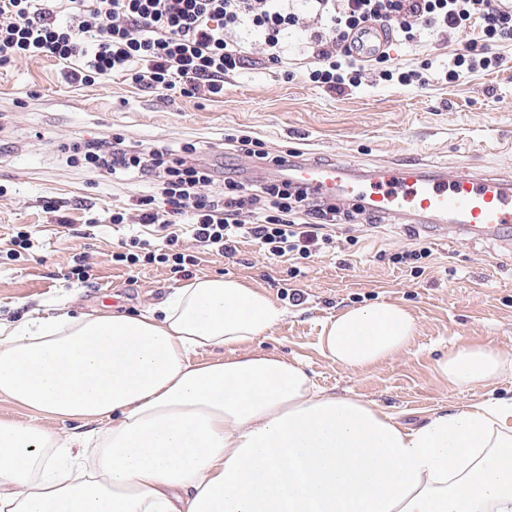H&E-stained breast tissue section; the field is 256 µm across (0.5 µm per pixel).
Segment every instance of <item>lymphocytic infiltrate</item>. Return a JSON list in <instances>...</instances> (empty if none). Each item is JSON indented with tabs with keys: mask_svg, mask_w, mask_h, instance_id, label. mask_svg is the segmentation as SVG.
<instances>
[{
	"mask_svg": "<svg viewBox=\"0 0 512 512\" xmlns=\"http://www.w3.org/2000/svg\"><path fill=\"white\" fill-rule=\"evenodd\" d=\"M68 23L57 22L45 0H0V66L33 56H52L70 65L73 80L90 84L120 74L141 88L179 91L191 97L217 95L224 79L241 68L244 50L232 31L249 22L265 36L267 60L281 61L280 36L288 27L303 25L291 12L288 0H70ZM324 23L314 36L315 69L308 79L315 87L341 93L358 87L362 74L347 48L351 33L366 23L389 29L392 39L413 41L420 31L444 33L473 18L484 22L482 44L470 43L448 64V78L460 71L500 67V43L512 41V0H310ZM93 169L112 173L164 172L162 196L169 218L154 208L153 197L139 202L138 222L158 226L166 234L158 244L133 238L131 251L116 254L127 265L139 261L174 262L176 268L195 264L196 258L168 254L177 239L169 234V219L190 212L192 235L198 247L229 257L239 239L254 241L269 255L282 258L295 253L310 257L313 250L331 244L329 226L365 217L364 208L353 213L288 182L244 185L234 181L220 196L210 195L213 172L201 164L195 145L180 154L168 150H138L120 137H93L74 148ZM256 215L245 223L243 212Z\"/></svg>",
	"mask_w": 512,
	"mask_h": 512,
	"instance_id": "lymphocytic-infiltrate-1",
	"label": "lymphocytic infiltrate"
}]
</instances>
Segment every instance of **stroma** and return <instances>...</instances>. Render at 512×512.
I'll return each mask as SVG.
<instances>
[{
    "mask_svg": "<svg viewBox=\"0 0 512 512\" xmlns=\"http://www.w3.org/2000/svg\"><path fill=\"white\" fill-rule=\"evenodd\" d=\"M292 6L306 13L307 23L283 32L282 64L266 63L261 30L237 28L246 62L225 78L220 96L148 93L118 75L72 84L60 62L44 55L0 66V319L14 322L61 303L74 313H134L188 279L233 276L287 311L256 348L301 361L320 388L363 397L409 427L440 409L511 400L512 375L488 387L452 389L433 372L453 343L512 349L511 239L439 232L386 215L375 228L337 226L334 247L307 259H272L245 239L232 257L201 254L186 275L167 264L129 267L114 260L136 228L112 224L113 211L135 214L137 201L155 194L157 183L72 160L68 146L98 135L173 150L191 143L206 161L246 178L254 163L226 148L228 137L248 135L269 152L297 151L312 163L336 158L372 169L417 162L512 175V42L498 48L504 66L451 81L445 68L465 43L479 41L481 20L444 35L424 31L414 42L392 43L388 52L393 66L423 68L424 85L377 81L369 62L359 88L333 95L308 81L310 35L320 22L307 0ZM20 232L30 233V248L15 244ZM422 247L432 254L420 264L388 260ZM78 263L89 266V282L69 277ZM381 301L414 317L410 348L363 371L327 359L320 350L326 321Z\"/></svg>",
    "mask_w": 512,
    "mask_h": 512,
    "instance_id": "35a3bbf8",
    "label": "stroma"
}]
</instances>
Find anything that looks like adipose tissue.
Returning a JSON list of instances; mask_svg holds the SVG:
<instances>
[{
  "instance_id": "1",
  "label": "adipose tissue",
  "mask_w": 512,
  "mask_h": 512,
  "mask_svg": "<svg viewBox=\"0 0 512 512\" xmlns=\"http://www.w3.org/2000/svg\"><path fill=\"white\" fill-rule=\"evenodd\" d=\"M285 316L263 290L212 276L136 314L61 305L0 322V399L89 425L0 421V512H512V401L405 427L252 350ZM415 333L409 311L381 302L329 320L320 347L361 371ZM205 349L227 355L196 362ZM435 372L485 385L512 372V350L461 343Z\"/></svg>"
}]
</instances>
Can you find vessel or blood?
Segmentation results:
<instances>
[{
  "label": "vessel or blood",
  "instance_id": "vessel-or-blood-1",
  "mask_svg": "<svg viewBox=\"0 0 512 512\" xmlns=\"http://www.w3.org/2000/svg\"><path fill=\"white\" fill-rule=\"evenodd\" d=\"M388 42L385 29L368 23L350 36L348 45L354 59L368 61L384 53ZM275 175L324 198H342L383 215H411L432 228L453 224L485 239L512 230L511 176L472 175L400 163L363 172L345 162L298 160L279 166Z\"/></svg>",
  "mask_w": 512,
  "mask_h": 512
}]
</instances>
